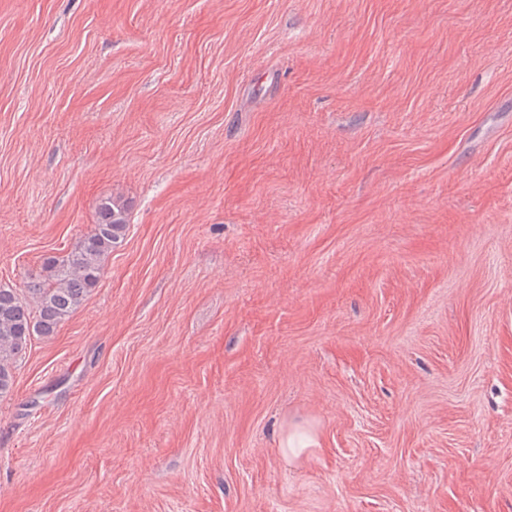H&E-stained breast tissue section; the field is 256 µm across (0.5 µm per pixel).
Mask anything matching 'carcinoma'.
I'll list each match as a JSON object with an SVG mask.
<instances>
[{
	"instance_id": "carcinoma-1",
	"label": "carcinoma",
	"mask_w": 512,
	"mask_h": 512,
	"mask_svg": "<svg viewBox=\"0 0 512 512\" xmlns=\"http://www.w3.org/2000/svg\"><path fill=\"white\" fill-rule=\"evenodd\" d=\"M128 223L122 202L100 199L92 233L66 256L47 258L23 288H0V397L10 392L15 363L32 338L54 335L96 288L105 261L123 239Z\"/></svg>"
}]
</instances>
